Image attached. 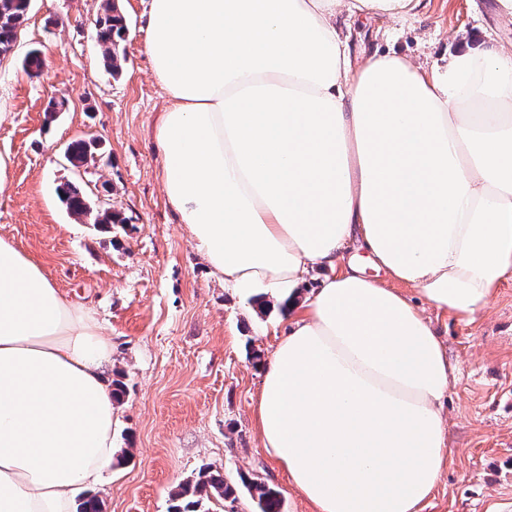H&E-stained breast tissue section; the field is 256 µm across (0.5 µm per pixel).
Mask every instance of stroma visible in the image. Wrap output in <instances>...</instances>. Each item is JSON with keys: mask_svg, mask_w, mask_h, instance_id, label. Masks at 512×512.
Masks as SVG:
<instances>
[{"mask_svg": "<svg viewBox=\"0 0 512 512\" xmlns=\"http://www.w3.org/2000/svg\"><path fill=\"white\" fill-rule=\"evenodd\" d=\"M106 3L32 0L14 57L0 63V238L94 310L112 338L107 377L125 384L116 454L95 495L102 512H169L179 484L215 464L229 482L276 489L281 512H312L253 421L261 365L289 320L224 286L193 248L160 175L156 127L169 97L147 53L149 0H117L128 31L116 77L96 41ZM337 24L356 67L395 53L428 68L457 50L464 31L512 43V17L497 0H420L404 22L376 14ZM34 47L44 59L37 76L22 68ZM61 100L65 109L49 111ZM79 138L100 153L76 169L64 154ZM67 180L122 223L70 215L56 195ZM424 314L456 373L444 406L450 453L421 512H503L512 504V278L475 320L430 306Z\"/></svg>", "mask_w": 512, "mask_h": 512, "instance_id": "35a3bbf8", "label": "stroma"}]
</instances>
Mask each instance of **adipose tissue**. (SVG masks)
<instances>
[{
    "instance_id": "adipose-tissue-1",
    "label": "adipose tissue",
    "mask_w": 512,
    "mask_h": 512,
    "mask_svg": "<svg viewBox=\"0 0 512 512\" xmlns=\"http://www.w3.org/2000/svg\"><path fill=\"white\" fill-rule=\"evenodd\" d=\"M417 2L150 0L162 177L196 251L246 291L326 272L254 402L314 512H420L455 367L411 296L471 319L512 276V43L356 70L336 26ZM352 245L365 258H345ZM111 360L92 310L0 238V512H76L77 491L103 484Z\"/></svg>"
}]
</instances>
